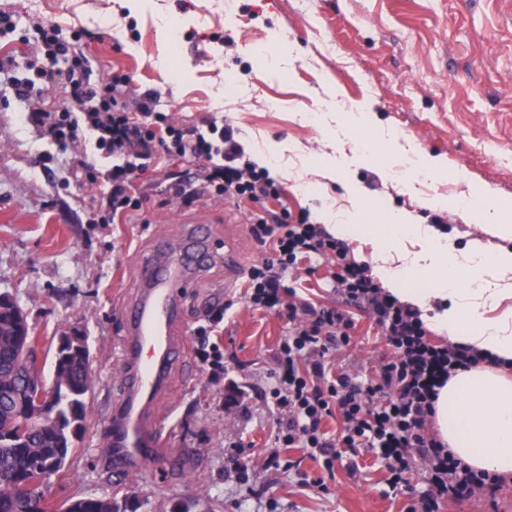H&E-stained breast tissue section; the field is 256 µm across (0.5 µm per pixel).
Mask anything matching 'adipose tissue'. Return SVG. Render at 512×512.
Masks as SVG:
<instances>
[{
  "instance_id": "ef3b65f1",
  "label": "adipose tissue",
  "mask_w": 512,
  "mask_h": 512,
  "mask_svg": "<svg viewBox=\"0 0 512 512\" xmlns=\"http://www.w3.org/2000/svg\"><path fill=\"white\" fill-rule=\"evenodd\" d=\"M440 205L489 212L496 235L512 240L511 204L490 201L476 191ZM329 231L342 240L371 237L378 246L373 273L385 288L422 310L431 301H442L441 312L432 319L434 330L485 356L484 364L452 374L439 393L434 422L439 438L469 467L512 475V379L503 373L512 367V289L490 287L484 279L490 269L512 272V250L459 255L447 238L411 223L409 214L400 211L380 224H333ZM406 235L424 237L425 255L408 264L390 260V245ZM411 276L424 278L426 287H406Z\"/></svg>"
}]
</instances>
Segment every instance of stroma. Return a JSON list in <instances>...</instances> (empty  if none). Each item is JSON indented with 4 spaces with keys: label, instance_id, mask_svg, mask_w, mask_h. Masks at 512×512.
<instances>
[{
    "label": "stroma",
    "instance_id": "obj_1",
    "mask_svg": "<svg viewBox=\"0 0 512 512\" xmlns=\"http://www.w3.org/2000/svg\"><path fill=\"white\" fill-rule=\"evenodd\" d=\"M0 8L16 25L0 38V58L40 59L35 23L59 25L72 55L58 58L56 69L67 70L77 56L100 75L128 76L126 104L151 90L159 111L183 126L203 131L226 120L247 153L271 152L268 169L281 190L261 205L204 198L189 208L161 205L153 192L145 223H104L96 201L107 189L110 160L85 135L60 152L24 119L33 108H57L60 90L33 103L0 71V291L27 312L45 381L53 379L51 337L81 331L92 354L86 430L47 495L132 493L140 512H170L177 500L205 501L214 512H402V499L384 496L385 473L371 455L360 459L357 478L338 473L325 492L298 487L282 468L240 480L235 461L270 438L273 415L259 393L276 367L287 320L243 303L224 311L221 346L237 360L224 376L202 370L196 329L223 311L225 281L242 295L247 267L267 256L250 232L252 214L262 209L313 224H367L405 211L428 226L438 213L432 200L472 186L512 204V167L499 162L512 156V25L499 0H234L231 20L224 0H149L137 12L126 0H0ZM280 34L290 50L277 55ZM336 39L341 50L327 54L326 43ZM364 103L376 127L345 123ZM413 150L444 157L447 171L418 178L405 166ZM446 216L440 230L460 252L512 248L488 231L486 219L452 210ZM199 219L216 249L236 247L242 268L226 276L219 254L182 291L187 352L155 401L179 467L148 465L119 487L109 448L123 377L122 306L154 236L178 237L186 221ZM336 270L328 259L303 261L287 284L331 306ZM349 312L345 364L372 373L388 349L365 312Z\"/></svg>",
    "mask_w": 512,
    "mask_h": 512
}]
</instances>
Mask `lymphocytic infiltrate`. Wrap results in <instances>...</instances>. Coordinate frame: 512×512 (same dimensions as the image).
Wrapping results in <instances>:
<instances>
[{
    "label": "lymphocytic infiltrate",
    "mask_w": 512,
    "mask_h": 512,
    "mask_svg": "<svg viewBox=\"0 0 512 512\" xmlns=\"http://www.w3.org/2000/svg\"><path fill=\"white\" fill-rule=\"evenodd\" d=\"M123 76L97 78L80 58H73L65 92L69 103L55 112L34 110L28 121L44 127L58 149H68L80 129L96 135L95 147L113 161L104 175L109 189L100 206L109 218L142 219L146 193L131 194L138 173L161 155L194 161L166 192L189 207L201 198L220 201L246 198L256 202L278 193L266 168L247 156L230 124H210L207 132L170 124L157 111L153 91L144 92L136 114H129L121 98ZM260 245L272 252L248 272L246 297L259 310L286 311L288 332L279 342L276 369L261 396L276 417L271 466L280 465V451L302 448L315 472L289 462L302 487L325 489L326 478L344 469L357 477L358 460L379 457L388 473L392 494L406 496L404 512H440L442 504L475 495L493 496L499 476L477 471L456 458L431 432L435 403L451 375L482 364L473 348L436 345L427 336L418 309L399 302L369 273L366 264L321 224L288 223L266 213L250 227ZM334 256L338 271L334 288L339 306H325L298 297L284 283L287 271L302 258ZM361 307L374 321L387 349L374 374L344 371L336 366V352L351 342L353 321L348 306ZM339 423L338 435L326 429L328 420ZM426 467L424 488L412 485L416 463Z\"/></svg>",
    "instance_id": "obj_1"
}]
</instances>
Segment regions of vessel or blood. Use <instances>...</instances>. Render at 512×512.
Segmentation results:
<instances>
[{
    "label": "vessel or blood",
    "mask_w": 512,
    "mask_h": 512,
    "mask_svg": "<svg viewBox=\"0 0 512 512\" xmlns=\"http://www.w3.org/2000/svg\"><path fill=\"white\" fill-rule=\"evenodd\" d=\"M210 232L194 226L179 246L166 236L138 260L137 291L124 307L122 397L112 415V470L126 473L168 457L162 423L151 402L171 365L185 354L181 290L214 259Z\"/></svg>",
    "instance_id": "1"
}]
</instances>
